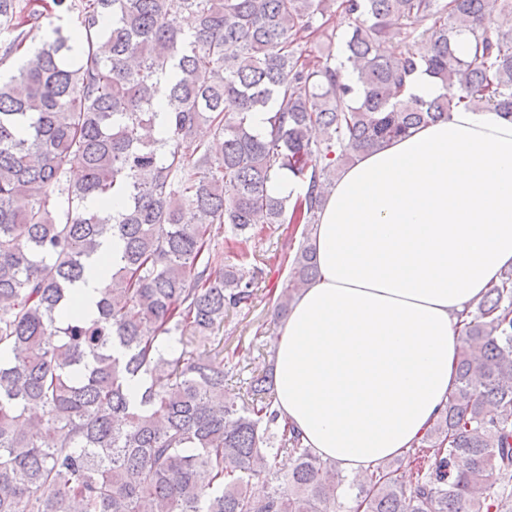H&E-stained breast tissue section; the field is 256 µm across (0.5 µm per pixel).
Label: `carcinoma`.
Returning <instances> with one entry per match:
<instances>
[{
	"mask_svg": "<svg viewBox=\"0 0 512 512\" xmlns=\"http://www.w3.org/2000/svg\"><path fill=\"white\" fill-rule=\"evenodd\" d=\"M338 13L355 102L332 53L301 46L333 45ZM42 18L53 38L27 51ZM2 32L0 64L27 54L0 78V512H512V269L459 322L437 420L348 477L278 421L273 351L226 395L219 333L261 269L214 244L221 224L301 229L288 315L341 168L459 107L512 117V0H0ZM420 69L436 97L408 92ZM271 103L262 135L251 116ZM278 171L305 188L292 204L268 192ZM109 238L123 248L90 318L74 293Z\"/></svg>",
	"mask_w": 512,
	"mask_h": 512,
	"instance_id": "1",
	"label": "carcinoma"
}]
</instances>
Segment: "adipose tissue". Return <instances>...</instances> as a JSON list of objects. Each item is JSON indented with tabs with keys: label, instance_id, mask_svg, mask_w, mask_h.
Segmentation results:
<instances>
[{
	"label": "adipose tissue",
	"instance_id": "1",
	"mask_svg": "<svg viewBox=\"0 0 512 512\" xmlns=\"http://www.w3.org/2000/svg\"><path fill=\"white\" fill-rule=\"evenodd\" d=\"M275 340V407L350 475L403 454L456 384L460 313L512 267V119L458 108L358 156Z\"/></svg>",
	"mask_w": 512,
	"mask_h": 512
}]
</instances>
